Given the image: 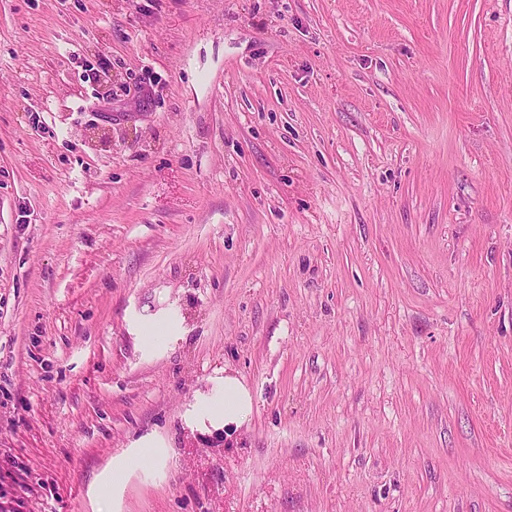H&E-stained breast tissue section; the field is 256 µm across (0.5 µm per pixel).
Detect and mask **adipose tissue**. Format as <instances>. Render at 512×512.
<instances>
[{
    "label": "adipose tissue",
    "instance_id": "ef3b65f1",
    "mask_svg": "<svg viewBox=\"0 0 512 512\" xmlns=\"http://www.w3.org/2000/svg\"><path fill=\"white\" fill-rule=\"evenodd\" d=\"M200 420L237 431L247 426L253 416L254 404L250 390L236 374L225 372L224 396L219 400L200 398L194 407Z\"/></svg>",
    "mask_w": 512,
    "mask_h": 512
}]
</instances>
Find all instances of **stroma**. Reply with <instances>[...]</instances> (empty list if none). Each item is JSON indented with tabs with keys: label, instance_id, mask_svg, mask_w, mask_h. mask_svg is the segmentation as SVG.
<instances>
[{
	"label": "stroma",
	"instance_id": "35a3bbf8",
	"mask_svg": "<svg viewBox=\"0 0 512 512\" xmlns=\"http://www.w3.org/2000/svg\"><path fill=\"white\" fill-rule=\"evenodd\" d=\"M0 512H512V0H0ZM194 412L204 423L208 420L213 426H223L224 434L238 431L247 426L253 416L254 404L250 390L236 374L224 373V398L211 400L200 397ZM130 448L132 449L129 455H124L114 460L112 463V472L110 474L112 481V492L114 490L119 491L124 486L129 474L132 471V459H154L155 448L158 447H156L154 436L147 435L134 442Z\"/></svg>",
	"mask_w": 512,
	"mask_h": 512
}]
</instances>
